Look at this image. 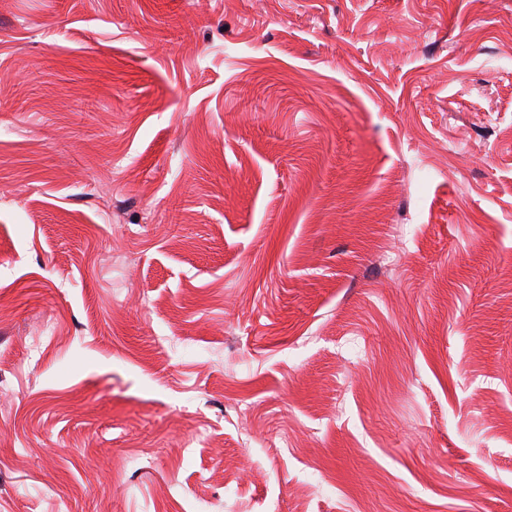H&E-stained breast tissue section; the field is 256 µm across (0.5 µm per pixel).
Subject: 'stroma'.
<instances>
[{"mask_svg":"<svg viewBox=\"0 0 512 512\" xmlns=\"http://www.w3.org/2000/svg\"><path fill=\"white\" fill-rule=\"evenodd\" d=\"M0 512H512V0H0Z\"/></svg>","mask_w":512,"mask_h":512,"instance_id":"stroma-1","label":"stroma"}]
</instances>
